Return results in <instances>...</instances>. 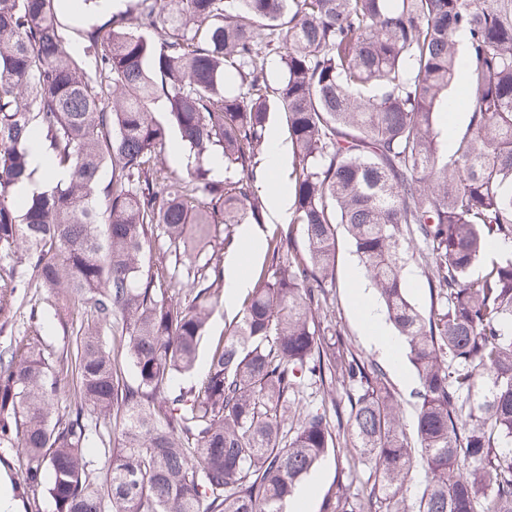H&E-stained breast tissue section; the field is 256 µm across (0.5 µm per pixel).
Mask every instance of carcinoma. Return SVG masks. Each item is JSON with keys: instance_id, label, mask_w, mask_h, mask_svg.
Masks as SVG:
<instances>
[{"instance_id": "1", "label": "carcinoma", "mask_w": 512, "mask_h": 512, "mask_svg": "<svg viewBox=\"0 0 512 512\" xmlns=\"http://www.w3.org/2000/svg\"><path fill=\"white\" fill-rule=\"evenodd\" d=\"M58 9L0 0V329L32 290L68 338L58 349L34 329L0 349L19 497L39 489L55 512H283L343 440L321 512H512V254L470 279L491 243L512 242V0H139L80 33L82 60ZM456 83L468 122L450 151L437 117ZM274 111L304 246L290 230L267 239L241 311L185 386L222 256L183 288L146 252L159 231L186 252L213 224L228 247L232 225L265 223ZM172 128L196 158L221 156L224 179L201 164L167 175ZM35 134L67 177L19 207ZM341 228L418 378L417 448L384 367L318 314ZM420 243L426 313L404 285ZM306 379L348 390L299 413ZM361 465L375 479L352 493Z\"/></svg>"}]
</instances>
